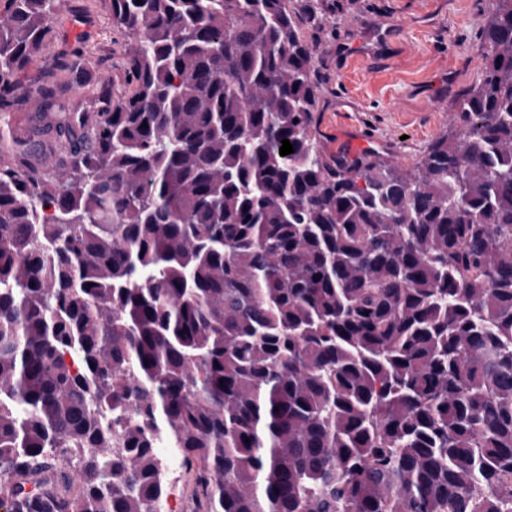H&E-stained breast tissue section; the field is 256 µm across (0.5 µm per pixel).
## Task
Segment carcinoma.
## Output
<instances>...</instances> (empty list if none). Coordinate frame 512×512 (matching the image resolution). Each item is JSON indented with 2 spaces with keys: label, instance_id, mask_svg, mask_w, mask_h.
<instances>
[{
  "label": "carcinoma",
  "instance_id": "cac0c4a2",
  "mask_svg": "<svg viewBox=\"0 0 512 512\" xmlns=\"http://www.w3.org/2000/svg\"><path fill=\"white\" fill-rule=\"evenodd\" d=\"M128 89L73 112L64 0H4L0 503L512 512V0L478 81L400 170L317 145V0H101ZM288 139L294 152L279 153ZM166 493L162 501L169 499L179 512H194L195 505L192 497L191 475L183 470L177 477L166 473Z\"/></svg>",
  "mask_w": 512,
  "mask_h": 512
}]
</instances>
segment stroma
<instances>
[{"label": "stroma", "mask_w": 512, "mask_h": 512, "mask_svg": "<svg viewBox=\"0 0 512 512\" xmlns=\"http://www.w3.org/2000/svg\"><path fill=\"white\" fill-rule=\"evenodd\" d=\"M315 138L328 155L364 151L402 169L443 134L481 68L480 43L495 0H319ZM53 39L16 80L26 86L67 45L83 43L87 87L58 74L70 106L93 109L94 84L124 89L125 37L99 0H71Z\"/></svg>", "instance_id": "1"}]
</instances>
